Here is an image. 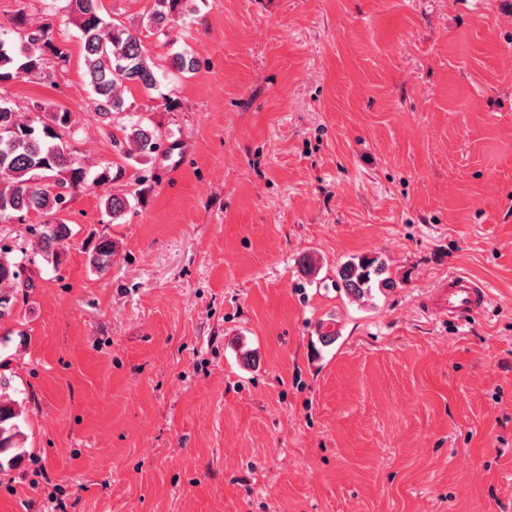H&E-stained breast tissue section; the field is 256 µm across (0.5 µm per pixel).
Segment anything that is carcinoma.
<instances>
[{
  "label": "carcinoma",
  "mask_w": 512,
  "mask_h": 512,
  "mask_svg": "<svg viewBox=\"0 0 512 512\" xmlns=\"http://www.w3.org/2000/svg\"><path fill=\"white\" fill-rule=\"evenodd\" d=\"M67 15H76L84 59V77L93 95L96 115L112 127V147L120 163L116 172L104 169L93 180L74 155L66 136L73 127L72 114L51 104L37 102L39 117L23 120L18 112L0 104V217L23 220L31 215L41 222L28 227L37 238L39 251L58 258L72 237L69 221L64 218L66 205L79 191L102 186L125 174V165H146L163 140L173 133L131 115L132 105L124 91L136 87L146 92L158 87V65L142 40V30L167 35L184 17L185 0H152L143 16L142 27H134L114 16H105L101 0H64ZM64 62L67 53L54 43L53 30L41 25L19 34L18 40L0 37V84L22 75H43L44 52ZM173 68L181 73L195 70L191 51L183 49L169 55ZM104 214L111 223L126 217L132 205L125 193H108L102 198ZM113 244L101 239L90 255V264L103 270L112 257ZM12 248L0 245V319L10 315L18 296L27 297L35 288L34 280L21 276L22 262L11 257ZM338 286L352 298L363 299L375 288L393 286L384 259L379 256L353 257L337 271ZM0 378V455L15 451L11 465L21 456L20 414L13 407ZM0 461V469L3 464Z\"/></svg>",
  "instance_id": "obj_1"
}]
</instances>
